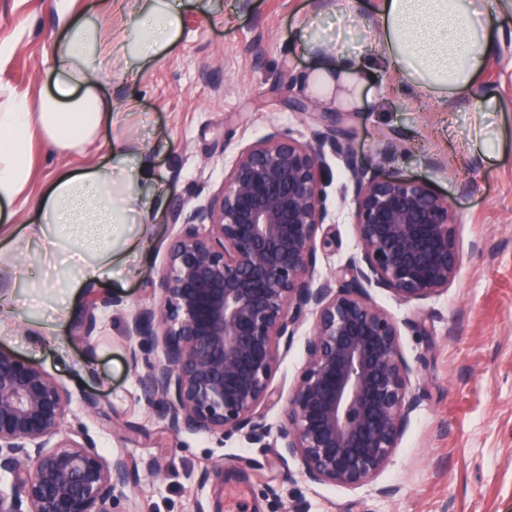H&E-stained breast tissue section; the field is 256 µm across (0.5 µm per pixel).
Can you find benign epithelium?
Here are the masks:
<instances>
[{
  "mask_svg": "<svg viewBox=\"0 0 512 512\" xmlns=\"http://www.w3.org/2000/svg\"><path fill=\"white\" fill-rule=\"evenodd\" d=\"M312 138L273 130L240 149L221 187L180 207L181 224L156 284L158 301L135 309L127 336L164 358L144 360L139 383L168 430L242 435L280 448L316 484L357 489L374 482L419 408L401 325L371 298L403 303L448 290L462 263L448 196L402 175H368L336 112H312ZM353 188L359 252L337 275L313 277L326 212L319 175L326 152ZM208 227L200 232V227ZM90 301L77 336L95 328ZM314 316L306 361L271 431L279 348ZM70 394L40 368L0 349V512H112L129 482L122 459L64 432Z\"/></svg>",
  "mask_w": 512,
  "mask_h": 512,
  "instance_id": "1",
  "label": "benign epithelium"
}]
</instances>
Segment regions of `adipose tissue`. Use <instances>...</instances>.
I'll return each mask as SVG.
<instances>
[{
	"label": "adipose tissue",
	"instance_id": "obj_1",
	"mask_svg": "<svg viewBox=\"0 0 512 512\" xmlns=\"http://www.w3.org/2000/svg\"><path fill=\"white\" fill-rule=\"evenodd\" d=\"M121 6L135 25L114 46L100 38L97 21H66L54 53L52 91L33 98L0 84V220L15 219L11 206L33 178L34 140L71 152L94 140L102 125L116 123L112 98L98 92L112 74L113 48L141 56L174 41L172 0H121ZM374 42L391 71L443 99L468 94L488 61L486 17L475 0H381ZM309 50L317 59L314 84L323 93L356 101L367 69L327 45ZM139 184L136 175L116 178L112 165L92 163L62 175L37 199L39 218L28 236L52 255L83 259L84 278H104L112 268L113 225L151 220L153 203Z\"/></svg>",
	"mask_w": 512,
	"mask_h": 512
}]
</instances>
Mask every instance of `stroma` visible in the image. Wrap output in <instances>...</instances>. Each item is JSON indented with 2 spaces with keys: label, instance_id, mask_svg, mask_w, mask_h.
<instances>
[{
  "label": "stroma",
  "instance_id": "1",
  "mask_svg": "<svg viewBox=\"0 0 512 512\" xmlns=\"http://www.w3.org/2000/svg\"><path fill=\"white\" fill-rule=\"evenodd\" d=\"M489 0L490 58L470 94L442 102L424 95L379 61L363 20H376L379 0H181L178 36L155 47L147 62L126 68L112 56L103 93L132 99L117 128L103 129L82 152L34 142L35 176L14 204L19 222L0 234V251L15 259L0 269L12 286L15 316L0 327V348L38 366L71 395L65 432L92 441L106 458H123L134 479L115 493L114 512H512V13ZM99 21L102 35L125 22L100 16L97 0H0V42L15 51L0 59V80L37 96L51 90L60 14ZM313 17L309 29L300 19ZM341 37L369 77L356 103L317 98L341 113L356 156L369 172L424 181L452 203L462 249L447 292L401 303L374 288V302L398 321L424 320L425 335L403 330L402 353L424 395L378 481L398 486L391 498L374 486L313 484L296 463L239 436L175 434L147 405L125 336L130 311L154 297L177 206L201 203L221 185L237 151L274 129L311 138L309 114L293 100L316 98L307 39ZM261 59H254L253 48ZM145 164L161 188L149 224H126L112 238L119 255L110 277L81 279L77 265L48 270L42 247L29 242L35 200L61 174L87 163L108 164L113 142ZM326 218L318 230L314 276L336 274L358 253L352 187L342 163L328 157L320 176ZM147 257L135 261L139 249ZM114 297L98 309L89 340L75 323L88 292ZM312 329L304 321L278 354L272 387L279 403L264 408L278 426L284 401L306 360ZM95 399L99 414L86 410ZM158 469L148 476L147 466ZM214 470L200 482L203 470Z\"/></svg>",
  "mask_w": 512,
  "mask_h": 512
}]
</instances>
